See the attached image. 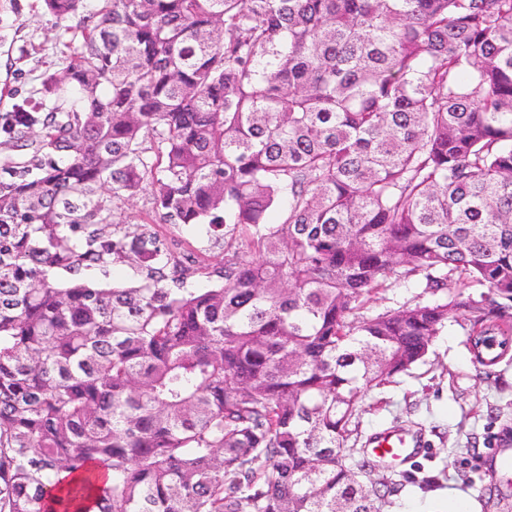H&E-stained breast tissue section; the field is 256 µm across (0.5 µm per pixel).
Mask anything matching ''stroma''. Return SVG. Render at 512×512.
Instances as JSON below:
<instances>
[{
  "label": "stroma",
  "mask_w": 512,
  "mask_h": 512,
  "mask_svg": "<svg viewBox=\"0 0 512 512\" xmlns=\"http://www.w3.org/2000/svg\"><path fill=\"white\" fill-rule=\"evenodd\" d=\"M72 39L41 0H0V160L14 114L43 103L42 81L57 70ZM363 440L402 430L415 442L396 473L406 487L388 512H512V360L493 377L475 366L462 328H445L424 364L373 389L359 403Z\"/></svg>",
  "instance_id": "1"
}]
</instances>
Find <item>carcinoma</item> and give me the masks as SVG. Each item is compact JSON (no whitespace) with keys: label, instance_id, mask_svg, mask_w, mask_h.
Listing matches in <instances>:
<instances>
[{"label":"carcinoma","instance_id":"cac0c4a2","mask_svg":"<svg viewBox=\"0 0 512 512\" xmlns=\"http://www.w3.org/2000/svg\"><path fill=\"white\" fill-rule=\"evenodd\" d=\"M43 4L81 39L7 128L0 512L392 506L359 397L451 322L512 352V0ZM159 232L167 237L171 235H176L181 237L183 240H186L187 244H185L186 248L193 249L195 253L208 258L210 262L216 263L224 259V253L219 249H210L207 244V240L204 235L198 229H177L173 228V226H169L166 224H159L157 227ZM188 244L190 247H188ZM377 296L367 305V314L369 315H375L388 308H397L407 302H426L431 299V296L424 294L423 288H418L413 281L389 288L385 294Z\"/></svg>","mask_w":512,"mask_h":512}]
</instances>
